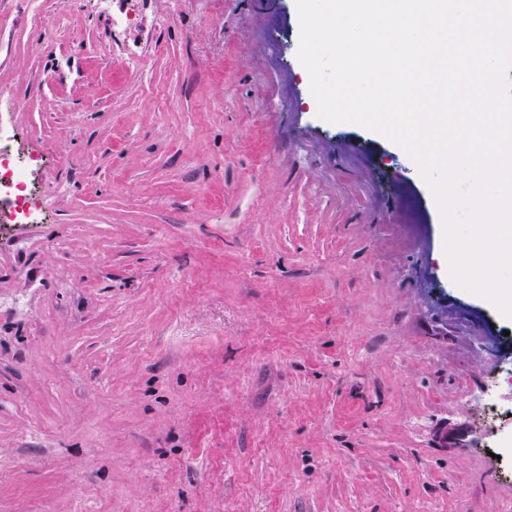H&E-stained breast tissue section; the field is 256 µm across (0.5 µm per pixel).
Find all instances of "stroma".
I'll list each match as a JSON object with an SVG mask.
<instances>
[{"instance_id":"1","label":"stroma","mask_w":512,"mask_h":512,"mask_svg":"<svg viewBox=\"0 0 512 512\" xmlns=\"http://www.w3.org/2000/svg\"><path fill=\"white\" fill-rule=\"evenodd\" d=\"M295 0H0V512H506L512 322ZM30 195L26 194L24 167L13 159L10 149L0 137V205L6 204L11 208L14 224H33L29 218L36 201Z\"/></svg>"}]
</instances>
